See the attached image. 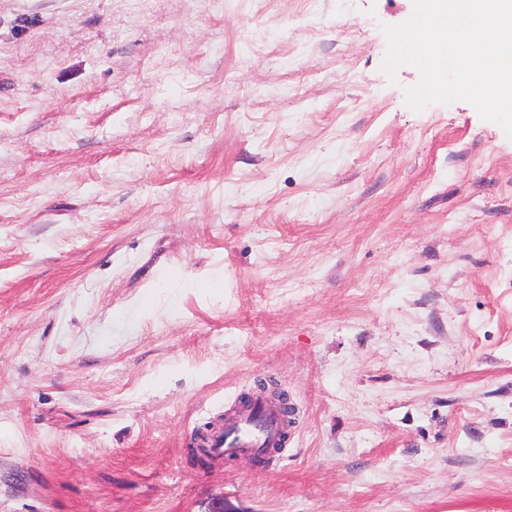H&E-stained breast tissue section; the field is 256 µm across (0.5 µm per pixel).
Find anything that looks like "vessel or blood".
I'll return each mask as SVG.
<instances>
[{"mask_svg":"<svg viewBox=\"0 0 512 512\" xmlns=\"http://www.w3.org/2000/svg\"><path fill=\"white\" fill-rule=\"evenodd\" d=\"M288 440V423L275 399L256 393L230 406L211 427L209 448L214 459L268 465Z\"/></svg>","mask_w":512,"mask_h":512,"instance_id":"1","label":"vessel or blood"}]
</instances>
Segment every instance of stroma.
I'll use <instances>...</instances> for the list:
<instances>
[{
	"mask_svg": "<svg viewBox=\"0 0 512 512\" xmlns=\"http://www.w3.org/2000/svg\"><path fill=\"white\" fill-rule=\"evenodd\" d=\"M412 11L0 0V512H512V138ZM263 389L271 467L182 454Z\"/></svg>",
	"mask_w": 512,
	"mask_h": 512,
	"instance_id": "35a3bbf8",
	"label": "stroma"
}]
</instances>
